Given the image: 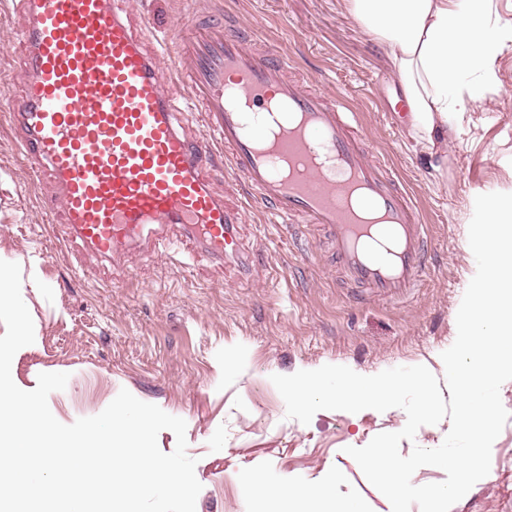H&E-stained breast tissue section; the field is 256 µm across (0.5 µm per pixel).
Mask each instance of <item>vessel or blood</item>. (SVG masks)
Here are the masks:
<instances>
[{
  "label": "vessel or blood",
  "mask_w": 512,
  "mask_h": 512,
  "mask_svg": "<svg viewBox=\"0 0 512 512\" xmlns=\"http://www.w3.org/2000/svg\"><path fill=\"white\" fill-rule=\"evenodd\" d=\"M21 5L22 92L4 110L22 160L54 181L68 243L105 261L185 242L231 258L243 213L225 194L239 188L284 222L327 229L350 287L385 300L418 287L427 227L363 147L354 112L255 49L229 14L173 26L178 52L165 58L123 0ZM187 112L204 134H185Z\"/></svg>",
  "instance_id": "obj_1"
}]
</instances>
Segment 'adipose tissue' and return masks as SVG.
<instances>
[{
    "instance_id": "adipose-tissue-1",
    "label": "adipose tissue",
    "mask_w": 512,
    "mask_h": 512,
    "mask_svg": "<svg viewBox=\"0 0 512 512\" xmlns=\"http://www.w3.org/2000/svg\"><path fill=\"white\" fill-rule=\"evenodd\" d=\"M345 3L400 83L407 136L427 154L430 176H444L452 118L472 111L496 86V60L512 47V24L491 21L492 0ZM471 73L477 83H465Z\"/></svg>"
}]
</instances>
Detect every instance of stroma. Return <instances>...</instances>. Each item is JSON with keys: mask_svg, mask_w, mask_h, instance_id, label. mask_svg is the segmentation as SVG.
Returning <instances> with one entry per match:
<instances>
[{"mask_svg": "<svg viewBox=\"0 0 512 512\" xmlns=\"http://www.w3.org/2000/svg\"><path fill=\"white\" fill-rule=\"evenodd\" d=\"M221 2L253 29L257 47L277 48L313 87L355 112L365 147L410 191L429 226L422 287L391 301L346 287L323 228L282 223L240 192L227 198L231 207L248 206L236 227L239 260L183 265L134 253L92 266L52 235L48 221H64L56 189L17 160V134L7 128L0 130V260L21 268L35 332L13 358V381L29 391L40 373H68L65 389L48 397L66 425L99 414L123 389L184 419L202 485L196 512H259L242 480L248 471L293 490L329 481L331 503L392 512L346 449L401 430L405 412L321 410L305 425L287 418L270 377L326 364L362 375L423 365L444 379L440 355L454 342L477 269L467 226L474 200L512 193V49L497 59V88L458 120L448 173L436 179L406 136L403 114L388 110L398 80L342 0ZM23 23L20 0H0V43L11 51L0 69L20 68L24 51L12 39ZM228 353L240 356L231 374ZM451 512H512V417L492 446L489 474Z\"/></svg>", "mask_w": 512, "mask_h": 512, "instance_id": "stroma-1", "label": "stroma"}]
</instances>
